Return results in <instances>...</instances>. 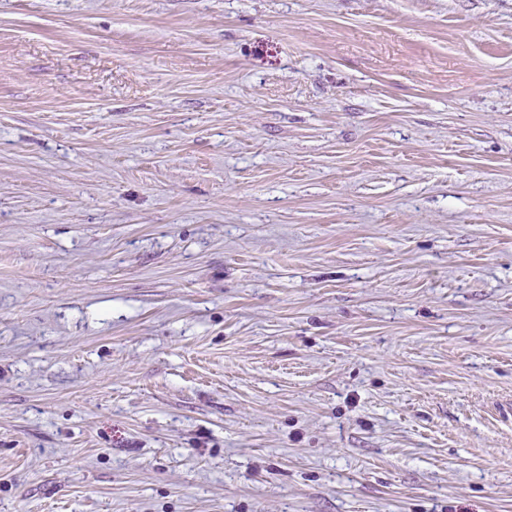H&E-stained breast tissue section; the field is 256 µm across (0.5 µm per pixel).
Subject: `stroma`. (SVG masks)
I'll list each match as a JSON object with an SVG mask.
<instances>
[{"label": "stroma", "mask_w": 512, "mask_h": 512, "mask_svg": "<svg viewBox=\"0 0 512 512\" xmlns=\"http://www.w3.org/2000/svg\"><path fill=\"white\" fill-rule=\"evenodd\" d=\"M0 512H512V0H0Z\"/></svg>", "instance_id": "35a3bbf8"}]
</instances>
